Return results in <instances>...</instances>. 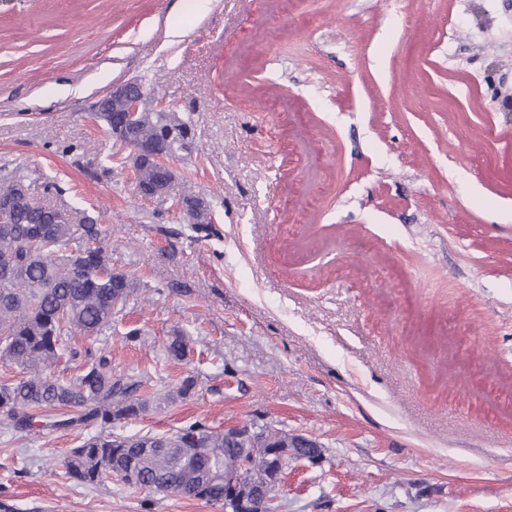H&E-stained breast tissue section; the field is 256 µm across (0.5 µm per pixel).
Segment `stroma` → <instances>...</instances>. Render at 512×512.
<instances>
[{"mask_svg": "<svg viewBox=\"0 0 512 512\" xmlns=\"http://www.w3.org/2000/svg\"><path fill=\"white\" fill-rule=\"evenodd\" d=\"M128 80L190 125L172 166L209 227L112 160L92 113ZM510 94L512 0H0V166L137 284L72 347L153 394L196 379L114 433L316 440L277 512H512ZM83 440L0 415V512H225L78 482Z\"/></svg>", "mask_w": 512, "mask_h": 512, "instance_id": "obj_1", "label": "stroma"}]
</instances>
